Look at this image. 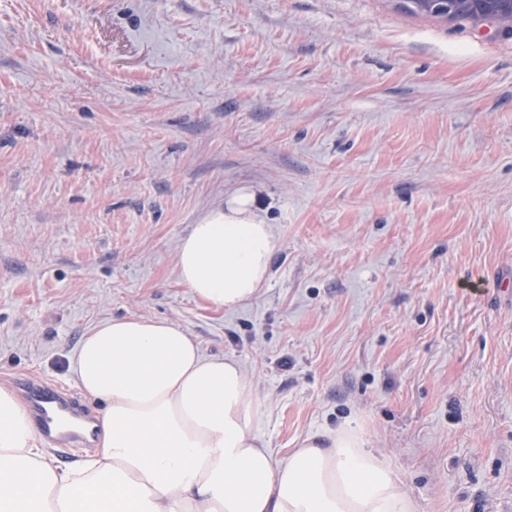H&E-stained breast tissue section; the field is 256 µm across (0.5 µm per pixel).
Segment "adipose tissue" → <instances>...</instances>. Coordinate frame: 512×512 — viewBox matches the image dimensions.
Returning <instances> with one entry per match:
<instances>
[{
    "label": "adipose tissue",
    "mask_w": 512,
    "mask_h": 512,
    "mask_svg": "<svg viewBox=\"0 0 512 512\" xmlns=\"http://www.w3.org/2000/svg\"><path fill=\"white\" fill-rule=\"evenodd\" d=\"M277 247L242 189L181 239L179 278L233 311L268 282ZM71 371L103 408L96 447L67 464L37 447L27 408L0 386V512H416L401 473L347 428L275 457L241 362L204 355L172 322H100Z\"/></svg>",
    "instance_id": "obj_1"
}]
</instances>
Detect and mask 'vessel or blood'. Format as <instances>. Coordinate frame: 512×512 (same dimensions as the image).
I'll use <instances>...</instances> for the list:
<instances>
[{"instance_id": "1", "label": "vessel or blood", "mask_w": 512, "mask_h": 512, "mask_svg": "<svg viewBox=\"0 0 512 512\" xmlns=\"http://www.w3.org/2000/svg\"><path fill=\"white\" fill-rule=\"evenodd\" d=\"M28 408L38 422L44 444L51 448H81L87 441L85 428L93 421L82 408L76 392L64 385H45L33 379L26 383Z\"/></svg>"}]
</instances>
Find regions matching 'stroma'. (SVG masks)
<instances>
[{
  "mask_svg": "<svg viewBox=\"0 0 512 512\" xmlns=\"http://www.w3.org/2000/svg\"><path fill=\"white\" fill-rule=\"evenodd\" d=\"M279 240L218 311L180 240ZM512 33L396 0H0V386L165 319L237 358L285 456L352 428L417 512H512ZM277 247L272 225L259 213L251 193L242 189L181 239L179 278L209 306L234 311L268 282Z\"/></svg>",
  "mask_w": 512,
  "mask_h": 512,
  "instance_id": "stroma-1",
  "label": "stroma"
}]
</instances>
